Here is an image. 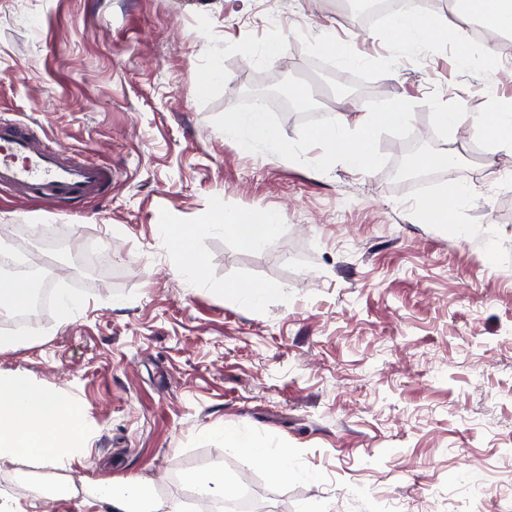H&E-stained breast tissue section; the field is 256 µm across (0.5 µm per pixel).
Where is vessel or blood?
Returning a JSON list of instances; mask_svg holds the SVG:
<instances>
[{"label":"vessel or blood","mask_w":512,"mask_h":512,"mask_svg":"<svg viewBox=\"0 0 512 512\" xmlns=\"http://www.w3.org/2000/svg\"><path fill=\"white\" fill-rule=\"evenodd\" d=\"M112 181L110 167L61 154L32 128L0 117V190L16 197L58 196L71 201L97 197Z\"/></svg>","instance_id":"obj_1"}]
</instances>
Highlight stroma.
I'll list each match as a JSON object with an SVG mask.
<instances>
[{"label":"stroma","mask_w":512,"mask_h":512,"mask_svg":"<svg viewBox=\"0 0 512 512\" xmlns=\"http://www.w3.org/2000/svg\"><path fill=\"white\" fill-rule=\"evenodd\" d=\"M350 2L0 0V114L112 169L104 198L76 207L0 193V242L67 244L40 336L0 352V374L83 411L55 512H102L68 493L82 479H147L186 506L188 477L215 466L227 500L245 487L266 512H512V155L488 159L434 119L512 97V57L497 41L470 68L450 47L402 52L386 25L348 19ZM276 78L309 103L269 111L278 155L224 132L242 86ZM387 99L412 117L378 130L374 167L310 146L312 113ZM421 142L456 162L401 183ZM454 181L476 188L460 236L422 212ZM216 204L278 211L281 230L243 249L200 230ZM166 225L195 229L203 281L177 275ZM239 282L277 291L255 309L227 295ZM241 422L311 479L272 481L224 447Z\"/></svg>","instance_id":"stroma-1"}]
</instances>
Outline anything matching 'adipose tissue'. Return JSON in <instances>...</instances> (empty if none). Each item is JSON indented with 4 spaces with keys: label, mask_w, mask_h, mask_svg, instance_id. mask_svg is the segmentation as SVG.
<instances>
[{
    "label": "adipose tissue",
    "mask_w": 512,
    "mask_h": 512,
    "mask_svg": "<svg viewBox=\"0 0 512 512\" xmlns=\"http://www.w3.org/2000/svg\"><path fill=\"white\" fill-rule=\"evenodd\" d=\"M457 3L462 13L479 20L488 29L512 33V0H457ZM388 26L392 43L401 50H412L416 43L433 39L440 45H452L460 65L476 61L469 32L453 16L440 15L428 21L413 13L394 12L389 16ZM408 118L406 104L398 100L375 109L357 105L351 112L333 113L330 123L310 131L309 139L326 154L341 158L353 168L366 169L378 161V129L402 126ZM437 118L448 134L468 129L484 144L489 156L512 155V97L495 100L486 111L470 112L457 107L438 112ZM224 132L261 139L275 153L283 149L281 134L270 126L267 112L259 107L248 112L225 113ZM470 193L467 185L449 184L427 205V223L462 234L456 214ZM205 222L222 227L242 248L256 249L279 232L281 215L271 210L247 216L217 207ZM84 433L83 411L67 396L37 389L22 375L0 376V462L38 470L66 469L82 449ZM221 440L224 447L263 463L272 480L302 476L301 471L289 466L285 456L260 442L248 426L225 427ZM96 497L107 512H183L180 503L162 500L152 483L139 479L100 485Z\"/></svg>",
    "instance_id": "ef3b65f1"
}]
</instances>
